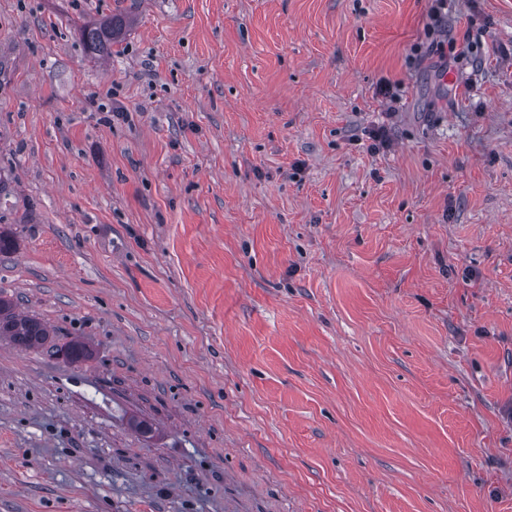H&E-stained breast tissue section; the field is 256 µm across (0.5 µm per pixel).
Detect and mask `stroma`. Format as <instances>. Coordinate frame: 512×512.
<instances>
[{"label":"stroma","instance_id":"35a3bbf8","mask_svg":"<svg viewBox=\"0 0 512 512\" xmlns=\"http://www.w3.org/2000/svg\"><path fill=\"white\" fill-rule=\"evenodd\" d=\"M432 5L0 0V512H512V0ZM129 21L125 16L112 15L105 20L91 22L80 30L86 56L92 60H106L112 56V44L126 34ZM0 336L17 349L29 351L44 346L50 331L37 317L14 312L12 303L0 297Z\"/></svg>","mask_w":512,"mask_h":512}]
</instances>
